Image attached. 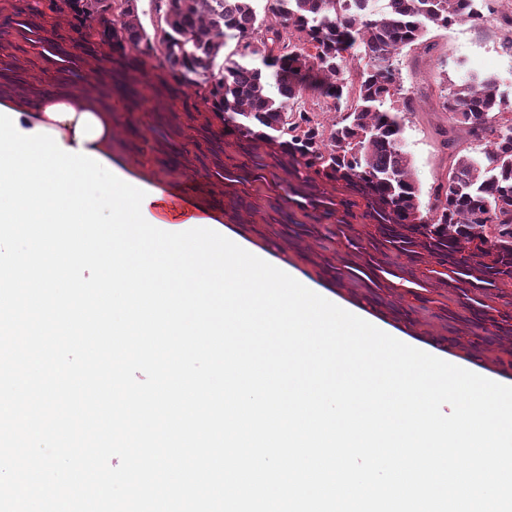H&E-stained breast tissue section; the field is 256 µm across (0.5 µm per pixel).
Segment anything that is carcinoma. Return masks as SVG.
I'll return each instance as SVG.
<instances>
[{"mask_svg": "<svg viewBox=\"0 0 512 512\" xmlns=\"http://www.w3.org/2000/svg\"><path fill=\"white\" fill-rule=\"evenodd\" d=\"M133 0H32L31 19L0 32V94H36L16 69L24 43L35 56L58 55L66 41L86 76L128 96L150 75L155 96L182 87L203 89V108L190 119L249 155L252 168L230 166L224 184L280 179L288 199L310 224L284 225L288 247L324 232L339 247L322 271L340 288L374 300L390 312L392 298L421 304L445 299L444 320L474 328L472 346L512 370V99L491 79L455 84L440 75L450 131L470 145L451 155L447 183L423 202L402 150L409 111L399 68L404 50L434 49L430 27L481 19L475 0H388L379 15L370 0H158L162 33L150 34ZM120 11L125 21L112 23ZM69 12L71 32H56L54 16ZM241 60L217 59L230 41ZM158 64H153V60ZM355 59L365 61L352 66ZM311 92L332 101L328 122L306 109ZM455 297L460 310L448 308Z\"/></svg>", "mask_w": 512, "mask_h": 512, "instance_id": "cac0c4a2", "label": "carcinoma"}]
</instances>
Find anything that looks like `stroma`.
I'll return each instance as SVG.
<instances>
[{"mask_svg": "<svg viewBox=\"0 0 512 512\" xmlns=\"http://www.w3.org/2000/svg\"><path fill=\"white\" fill-rule=\"evenodd\" d=\"M510 17L512 0H492L483 20L432 30L435 48L431 55L406 51L401 56L403 85L415 93L406 118L403 145L423 197H430L435 188L448 180L451 151L444 144L448 114L442 108L438 74L447 72L449 79L457 83L474 75L490 77L499 92L512 97V49L505 45L512 33L506 24ZM200 104L195 87L185 89L167 114L154 111L150 98L142 97L133 110L131 122L121 121L114 127V160L132 158V176L156 187L193 185V195L200 205L221 209L220 220L229 233L287 264L311 289L355 303V296L338 288L321 272V263L333 255L329 241L312 235L304 239L300 249L294 250L289 248L286 235L258 233L261 222L275 221L273 206L284 194L282 185L273 184L264 190L260 214L245 212L238 218L227 215L229 197L224 181L214 174L217 148L205 140L197 123L186 117L188 111ZM402 332L421 342L434 337L448 340L447 353L452 364L485 376L497 374L484 355L470 356L464 348L455 346V338L469 335L470 329L461 321L445 323L439 317L437 305L415 308Z\"/></svg>", "mask_w": 512, "mask_h": 512, "instance_id": "stroma-1", "label": "stroma"}]
</instances>
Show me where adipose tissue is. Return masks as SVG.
<instances>
[{
	"label": "adipose tissue",
	"instance_id": "1",
	"mask_svg": "<svg viewBox=\"0 0 512 512\" xmlns=\"http://www.w3.org/2000/svg\"><path fill=\"white\" fill-rule=\"evenodd\" d=\"M19 115L21 130L46 127L59 132L64 147L112 157L114 113L101 109L96 97L86 90L55 87L51 93L10 103Z\"/></svg>",
	"mask_w": 512,
	"mask_h": 512
}]
</instances>
